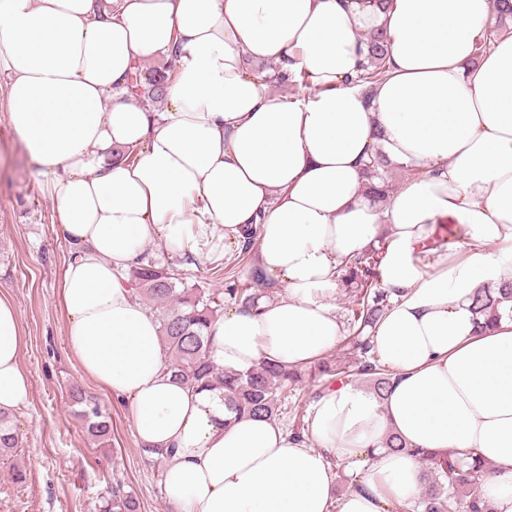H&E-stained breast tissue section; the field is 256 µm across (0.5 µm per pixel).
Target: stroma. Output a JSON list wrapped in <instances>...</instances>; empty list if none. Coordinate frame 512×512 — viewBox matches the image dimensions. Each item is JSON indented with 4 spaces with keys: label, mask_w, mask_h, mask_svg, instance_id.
<instances>
[{
    "label": "stroma",
    "mask_w": 512,
    "mask_h": 512,
    "mask_svg": "<svg viewBox=\"0 0 512 512\" xmlns=\"http://www.w3.org/2000/svg\"><path fill=\"white\" fill-rule=\"evenodd\" d=\"M5 83L0 75V296L18 311L25 338L20 362L31 396L13 413L21 446L0 460V512H98L116 479L135 496L138 512H167L166 464L143 451L128 406L84 376L68 348L59 292L70 248L53 229L50 190L10 126ZM144 251L183 269L187 284L224 285L212 274V261L170 258L156 242ZM75 386L110 414V446L94 443L75 415Z\"/></svg>",
    "instance_id": "obj_1"
}]
</instances>
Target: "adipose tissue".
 <instances>
[{
	"label": "adipose tissue",
	"mask_w": 512,
	"mask_h": 512,
	"mask_svg": "<svg viewBox=\"0 0 512 512\" xmlns=\"http://www.w3.org/2000/svg\"><path fill=\"white\" fill-rule=\"evenodd\" d=\"M492 0H0L9 121L53 193L73 256L60 302L81 372L128 403L137 442L176 448L166 472L179 512H388L422 489L412 448L479 449L496 471L483 493L512 512V318L479 331L470 297L512 285V34L481 58ZM390 37L386 80H347L363 38ZM175 58L164 111L126 88L144 61ZM306 72L308 97L269 90L255 67ZM137 149L135 162L116 157ZM382 154L419 170L387 205L366 192ZM466 230L456 264L427 242ZM259 226L257 266L278 289L226 309L212 360L321 358L344 334L345 260L380 243L391 307L373 332L395 374L385 397L337 383L315 398L303 439L274 419L227 422L224 397L166 371L155 317L128 272L152 241L209 259ZM436 267L428 274L423 259ZM14 303L0 297V410L23 408L30 378ZM363 469L336 496L329 457Z\"/></svg>",
	"instance_id": "1"
}]
</instances>
